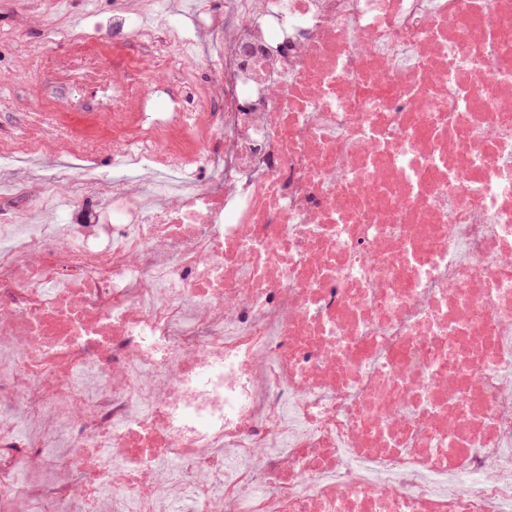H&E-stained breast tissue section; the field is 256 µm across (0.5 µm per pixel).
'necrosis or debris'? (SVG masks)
Masks as SVG:
<instances>
[{"instance_id": "obj_1", "label": "necrosis or debris", "mask_w": 512, "mask_h": 512, "mask_svg": "<svg viewBox=\"0 0 512 512\" xmlns=\"http://www.w3.org/2000/svg\"><path fill=\"white\" fill-rule=\"evenodd\" d=\"M192 17L161 182L0 205V512H512V0Z\"/></svg>"}]
</instances>
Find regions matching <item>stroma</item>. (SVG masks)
Instances as JSON below:
<instances>
[{
  "label": "stroma",
  "mask_w": 512,
  "mask_h": 512,
  "mask_svg": "<svg viewBox=\"0 0 512 512\" xmlns=\"http://www.w3.org/2000/svg\"><path fill=\"white\" fill-rule=\"evenodd\" d=\"M149 6V0H67L64 23L82 31L108 28L116 8L137 12ZM56 23L40 0H0V138L37 134L46 141L40 164L19 162L5 175L46 185L55 169L80 164L120 177L112 166V134L92 115L112 100L113 60L49 40ZM76 134L96 139V149L74 157L68 144Z\"/></svg>",
  "instance_id": "1"
}]
</instances>
